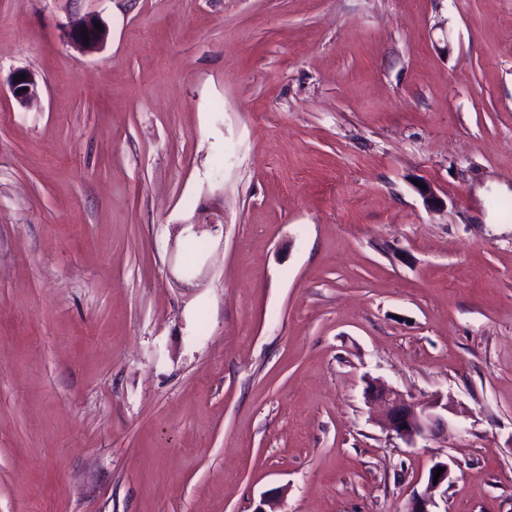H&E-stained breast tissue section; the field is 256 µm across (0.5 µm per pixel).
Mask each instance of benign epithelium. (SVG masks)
<instances>
[{"mask_svg": "<svg viewBox=\"0 0 512 512\" xmlns=\"http://www.w3.org/2000/svg\"><path fill=\"white\" fill-rule=\"evenodd\" d=\"M97 21L99 18L94 15L70 21L66 26L69 42L87 52L100 49L107 39V30L96 29ZM84 29L88 30L86 36L82 33ZM20 75L24 76V79L16 80ZM10 91L19 104H27L38 92L34 74L24 69L16 71L11 77ZM365 399L379 410V423L382 429L412 448L420 438L425 439L448 432V418L444 415V412L448 411V403L441 397L420 403L407 399L392 386L369 382L365 388Z\"/></svg>", "mask_w": 512, "mask_h": 512, "instance_id": "benign-epithelium-1", "label": "benign epithelium"}]
</instances>
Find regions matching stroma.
I'll use <instances>...</instances> for the list:
<instances>
[{
  "mask_svg": "<svg viewBox=\"0 0 512 512\" xmlns=\"http://www.w3.org/2000/svg\"><path fill=\"white\" fill-rule=\"evenodd\" d=\"M496 199L512 0H0V512H512ZM94 22H99L103 30L95 28ZM82 29L88 30L89 43L85 46V37ZM66 36L69 42L87 52H94L100 49L107 39L106 25L94 15H86L81 18L70 21L66 26ZM20 75H25V79L16 81V77H20ZM10 91L19 105L27 104L36 97L38 92V84L34 74L24 69L17 70L11 77ZM365 399L380 413L379 423L383 430L395 435L410 447L419 438L447 433L448 400L435 397L427 403L408 400L403 393L389 385L367 383Z\"/></svg>",
  "mask_w": 512,
  "mask_h": 512,
  "instance_id": "stroma-1",
  "label": "stroma"
}]
</instances>
